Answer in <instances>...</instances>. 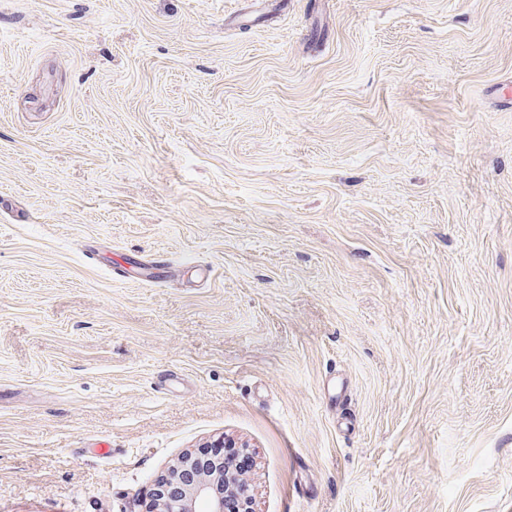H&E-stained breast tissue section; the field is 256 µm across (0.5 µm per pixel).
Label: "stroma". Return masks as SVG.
I'll return each instance as SVG.
<instances>
[{"label":"stroma","instance_id":"1","mask_svg":"<svg viewBox=\"0 0 512 512\" xmlns=\"http://www.w3.org/2000/svg\"><path fill=\"white\" fill-rule=\"evenodd\" d=\"M503 81L512 0H0V512H512ZM223 447L242 448L238 451V466L224 468L229 457L225 449L224 461H204L199 453L185 455L157 483L149 512H225L227 507L236 508L238 512H253L249 493L251 457L244 446L237 447L234 441L225 437L204 446ZM191 476L192 479H188ZM200 504L204 510H197Z\"/></svg>","mask_w":512,"mask_h":512}]
</instances>
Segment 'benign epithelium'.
<instances>
[{"label": "benign epithelium", "instance_id": "benign-epithelium-1", "mask_svg": "<svg viewBox=\"0 0 512 512\" xmlns=\"http://www.w3.org/2000/svg\"><path fill=\"white\" fill-rule=\"evenodd\" d=\"M238 466L227 468L224 461L203 460L199 453H189L174 465L154 488L150 512H253L249 493L251 457L238 452Z\"/></svg>", "mask_w": 512, "mask_h": 512}]
</instances>
